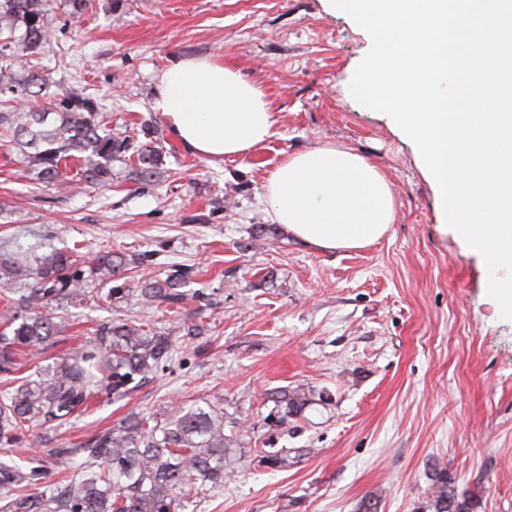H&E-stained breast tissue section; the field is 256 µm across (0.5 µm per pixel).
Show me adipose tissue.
I'll list each match as a JSON object with an SVG mask.
<instances>
[{"label": "adipose tissue", "instance_id": "ef3b65f1", "mask_svg": "<svg viewBox=\"0 0 512 512\" xmlns=\"http://www.w3.org/2000/svg\"><path fill=\"white\" fill-rule=\"evenodd\" d=\"M153 108L182 145L212 160L266 142L275 124L260 86L210 57L172 61L158 78ZM265 198L289 237L322 251L369 246L395 219L379 167L329 144L288 155L268 178Z\"/></svg>", "mask_w": 512, "mask_h": 512}]
</instances>
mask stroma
<instances>
[{"mask_svg": "<svg viewBox=\"0 0 512 512\" xmlns=\"http://www.w3.org/2000/svg\"><path fill=\"white\" fill-rule=\"evenodd\" d=\"M370 46L327 0H94L80 16L54 13L31 67L84 89L114 134L155 140L164 173L59 192L0 142V251L80 241L89 262L110 248L135 255L130 282L182 265L191 299L177 312L133 297L73 309L55 353L135 318L178 336L173 361L129 398L35 428L0 459L72 447L132 413L211 402L242 429L237 474L186 512H358L369 497L380 512H428L437 468L479 512H512V322L489 301L484 260L444 224L417 147L352 98ZM192 56L260 85L276 116L265 144L212 161L169 132L155 85L172 60ZM324 144L366 156L389 182L395 221L376 243L320 252L267 211L277 165ZM191 323L205 333L184 335ZM298 386L312 390L311 405L270 429L269 394ZM283 450L284 464H265Z\"/></svg>", "mask_w": 512, "mask_h": 512, "instance_id": "35a3bbf8", "label": "stroma"}]
</instances>
